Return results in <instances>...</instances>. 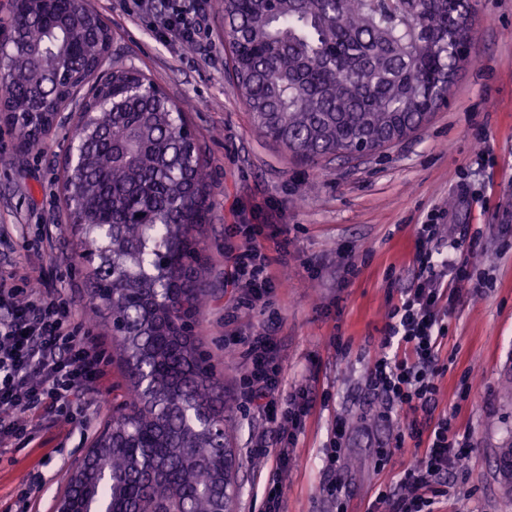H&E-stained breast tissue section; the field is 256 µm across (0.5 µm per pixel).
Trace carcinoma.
<instances>
[{"mask_svg":"<svg viewBox=\"0 0 512 512\" xmlns=\"http://www.w3.org/2000/svg\"><path fill=\"white\" fill-rule=\"evenodd\" d=\"M234 82L258 130L302 161L418 130L472 61L473 0H220ZM112 35L89 0H20L0 22V121L36 143L91 82ZM64 171L93 310L127 399L71 476L61 512H233L232 411L192 334L209 301L208 161L183 112L137 71L90 95ZM512 490V435L498 450Z\"/></svg>","mask_w":512,"mask_h":512,"instance_id":"cac0c4a2","label":"carcinoma"}]
</instances>
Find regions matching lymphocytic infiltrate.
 <instances>
[{"label": "lymphocytic infiltrate", "mask_w": 512, "mask_h": 512, "mask_svg": "<svg viewBox=\"0 0 512 512\" xmlns=\"http://www.w3.org/2000/svg\"><path fill=\"white\" fill-rule=\"evenodd\" d=\"M440 218V211H432L418 228L416 276L389 315L382 356L365 373L369 388L381 398L380 417L386 421L401 411L429 413L436 404L439 349L446 335L443 302L467 277L453 254L430 247ZM276 231L273 224H234L227 230L226 284L234 288L240 307L271 303L264 242ZM73 305L71 289L32 263L0 270V450L32 441L42 428L76 424L85 396L101 392L110 374L104 343L75 317ZM245 345V373L239 383L243 405L280 436L300 429L310 400L298 394L280 401L275 336L262 331ZM407 432L423 450L396 486L378 491L374 512H436L437 498L446 494L448 473L464 454L452 418L431 427L413 419ZM345 435L346 422L337 419L325 453L324 468L331 479L323 491L338 503L347 493L338 477Z\"/></svg>", "instance_id": "f902f5d3"}]
</instances>
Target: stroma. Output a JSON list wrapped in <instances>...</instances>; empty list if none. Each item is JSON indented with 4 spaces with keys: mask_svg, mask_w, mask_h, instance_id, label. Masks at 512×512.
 Wrapping results in <instances>:
<instances>
[{
    "mask_svg": "<svg viewBox=\"0 0 512 512\" xmlns=\"http://www.w3.org/2000/svg\"><path fill=\"white\" fill-rule=\"evenodd\" d=\"M207 31L192 46L170 41L156 20L161 0H91L112 41L103 66L145 73L186 113L208 159L210 221L204 228L211 299L195 321L203 350L224 380L236 424L239 493L235 512H262L263 490L276 469L277 434L246 411L238 382L245 371L241 338L268 328L277 340L282 394L307 393L313 406L289 451L283 512H368L380 487L396 483L410 451L375 466L380 444L397 426L379 421L381 402L366 395L364 376L381 355L388 314L415 276L417 229L428 212L444 211L460 225L455 256L469 275L448 302V332L440 351L444 370L435 417L452 413L469 442L464 465L450 475L441 512H512V494L499 475L497 450L512 436V0H477L475 59L458 74L447 106L387 149L355 159L298 160L256 128L227 76L224 26L216 0H191ZM81 101L61 113L52 134L19 150L14 130L0 124V226L10 251L26 260L39 224L54 225L42 260L62 270L76 290L74 314L86 319L88 267L74 255L67 223L63 169ZM230 224H276L288 242L280 253L267 242L275 283L265 309L236 308L224 288V231ZM235 313L225 326L226 313ZM112 392L92 400L85 426L46 428L35 440L0 452V507L9 512H55L72 471L123 401L127 375L111 362ZM348 436L343 478L348 495L336 507L321 488L324 454L336 417ZM269 453L255 455L258 443ZM41 475L38 499L25 503L19 481Z\"/></svg>",
    "mask_w": 512,
    "mask_h": 512,
    "instance_id": "1",
    "label": "stroma"
}]
</instances>
